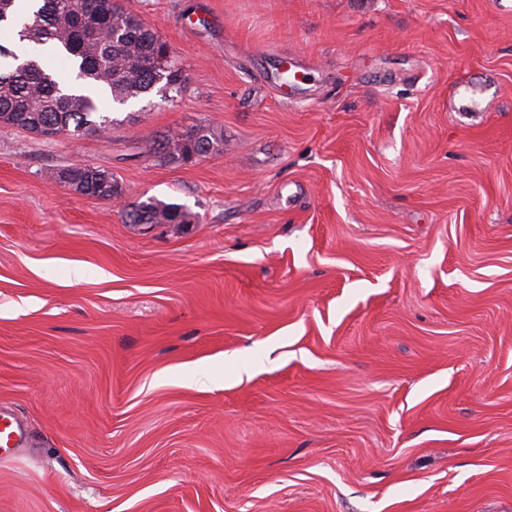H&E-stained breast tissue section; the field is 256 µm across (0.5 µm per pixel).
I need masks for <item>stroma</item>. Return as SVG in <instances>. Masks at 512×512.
<instances>
[{"label":"stroma","instance_id":"1","mask_svg":"<svg viewBox=\"0 0 512 512\" xmlns=\"http://www.w3.org/2000/svg\"><path fill=\"white\" fill-rule=\"evenodd\" d=\"M121 4L174 100L106 139L0 125V412L26 431L0 512H512V14ZM468 78L476 120L448 110ZM195 124L223 153H145ZM87 164L122 197L58 180ZM143 195L194 223L126 222ZM279 66H282L281 69H276V74L278 77V80L280 81V86L285 89L286 94H292L295 90L296 86V79L298 77L299 71H294L292 73L293 79H290V72H292L293 69H303L305 70V67L303 64L296 58L288 56V54H282L280 57V63Z\"/></svg>","mask_w":512,"mask_h":512}]
</instances>
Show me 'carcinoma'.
I'll use <instances>...</instances> for the list:
<instances>
[{
	"instance_id": "1",
	"label": "carcinoma",
	"mask_w": 512,
	"mask_h": 512,
	"mask_svg": "<svg viewBox=\"0 0 512 512\" xmlns=\"http://www.w3.org/2000/svg\"><path fill=\"white\" fill-rule=\"evenodd\" d=\"M0 23L14 27L19 40L33 46L52 43L75 73L79 89L65 86L56 72L36 60L6 65L12 50L0 45V123L45 136L91 132L107 137L121 120L103 112L98 99L118 105L156 91L163 100L184 81L168 44L118 0H33L24 11L17 0H0ZM224 151V139L199 124L168 136H154L150 156L169 165ZM59 179L81 196L110 200L123 193L112 172L85 165L66 168ZM131 224H190L191 213L178 203L147 197L130 202Z\"/></svg>"
}]
</instances>
